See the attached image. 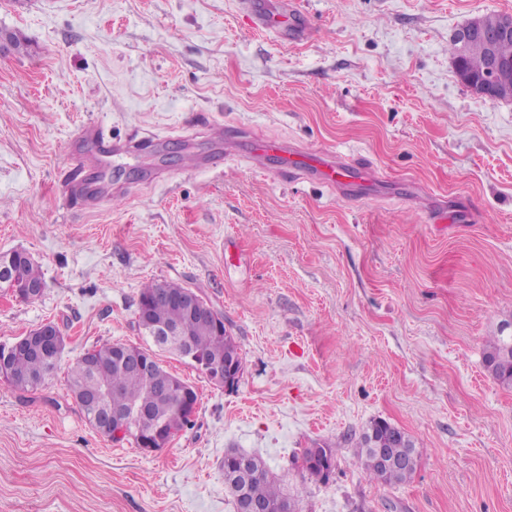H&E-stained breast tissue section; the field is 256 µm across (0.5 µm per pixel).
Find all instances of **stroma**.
<instances>
[{"instance_id":"stroma-1","label":"stroma","mask_w":512,"mask_h":512,"mask_svg":"<svg viewBox=\"0 0 512 512\" xmlns=\"http://www.w3.org/2000/svg\"><path fill=\"white\" fill-rule=\"evenodd\" d=\"M298 2L312 34L287 44L238 0H0L26 45L0 53V253L46 281L33 301L0 289V343L48 320L66 338L43 387L0 379V512H234L232 449L301 512H512V388L483 365L512 325V100L473 93L450 53L512 0ZM228 127L382 181L364 197L259 172L225 157ZM148 282L197 291L244 364L227 392L159 354L198 402L152 454L93 429L67 383L86 350L144 344ZM375 419L414 442L406 482L356 456ZM325 444L329 476L302 471ZM181 288L185 287L177 283H149L141 289L139 302L146 297L154 296L157 293L163 292L165 289H168L171 293H178ZM149 303L150 300H142L140 304H138L137 324L141 328H144L142 324V315L145 313Z\"/></svg>"}]
</instances>
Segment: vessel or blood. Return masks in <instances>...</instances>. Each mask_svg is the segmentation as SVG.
Instances as JSON below:
<instances>
[{
  "label": "vessel or blood",
  "mask_w": 512,
  "mask_h": 512,
  "mask_svg": "<svg viewBox=\"0 0 512 512\" xmlns=\"http://www.w3.org/2000/svg\"><path fill=\"white\" fill-rule=\"evenodd\" d=\"M239 8L252 18L256 29L288 41H302L311 34L308 17L298 8L295 0H280L278 8H268L265 0H239ZM249 156L253 162L268 157L281 160L283 168L314 171L328 183L345 188L355 180L370 181L378 178L376 169L363 163L348 161L341 157L301 153L289 149L276 139L254 138L250 141Z\"/></svg>",
  "instance_id": "1"
}]
</instances>
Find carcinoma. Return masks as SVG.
<instances>
[{
  "label": "carcinoma",
  "mask_w": 512,
  "mask_h": 512,
  "mask_svg": "<svg viewBox=\"0 0 512 512\" xmlns=\"http://www.w3.org/2000/svg\"><path fill=\"white\" fill-rule=\"evenodd\" d=\"M488 48L481 39L470 41L463 54L465 69L473 74L481 73L487 64ZM16 278L20 282L43 283L40 267L24 250L9 253ZM182 288L178 283H149L140 292V298L153 296L168 290L177 293ZM152 320L157 324L174 323L179 326L182 336L198 354L197 368L201 361L223 363L227 360L237 364L243 362L237 342L229 332L219 336L208 322L190 317L175 303L158 298L150 306ZM61 356L50 350L19 351L6 358V367L15 378L13 386L21 391L37 389L51 380L58 369ZM483 363L487 372L501 385L512 387V339L504 336H490L485 342ZM184 381L173 376L162 366H157L149 380L124 363L122 356L107 344L97 349V361L93 368L86 369L82 359H77L68 374L69 390L83 411L90 418L89 408L84 405L83 396L91 389L101 390L112 406L137 407L147 410L161 424L169 428L182 429L191 422L192 408L179 403L177 391ZM323 459H313V449L303 450L302 457L308 464L302 470L311 475L321 472L322 461L335 459L336 449L330 445L322 449ZM231 452L224 457V485L235 493L239 484H244L247 495L262 504L267 512H278L286 493L283 478L273 473L265 462L256 456H249L252 470L243 478ZM356 455L361 460L365 473L371 479L387 484L403 483L414 473L417 465L415 448L411 438L386 420H375L363 432L356 444Z\"/></svg>",
  "instance_id": "cac0c4a2"
}]
</instances>
